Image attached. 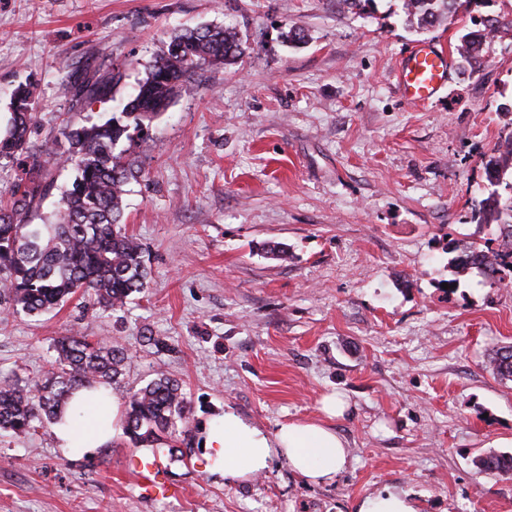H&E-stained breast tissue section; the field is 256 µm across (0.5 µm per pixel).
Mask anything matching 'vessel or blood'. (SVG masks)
<instances>
[{"instance_id":"1","label":"vessel or blood","mask_w":512,"mask_h":512,"mask_svg":"<svg viewBox=\"0 0 512 512\" xmlns=\"http://www.w3.org/2000/svg\"><path fill=\"white\" fill-rule=\"evenodd\" d=\"M453 59L442 45L425 43L399 58L397 82L402 98L413 106L431 103L448 82ZM137 483L145 494L164 489V475L156 464L141 465Z\"/></svg>"}]
</instances>
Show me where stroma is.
Instances as JSON below:
<instances>
[{"label": "stroma", "instance_id": "obj_1", "mask_svg": "<svg viewBox=\"0 0 512 512\" xmlns=\"http://www.w3.org/2000/svg\"><path fill=\"white\" fill-rule=\"evenodd\" d=\"M403 3L0 0V130L30 82L36 152L67 122L121 112L174 32L228 26L244 47L117 146L135 172L124 217L145 292L29 316L0 291V378L40 379L54 340L77 332L127 349L120 401L159 372L182 381L194 442L153 454L176 495L142 493L146 455L128 438L68 457L47 424L0 434V512H353L385 488L414 493L423 512H512V473L474 464L512 445V382L484 367L512 342V286L449 264L450 248L497 241L498 224L471 212L512 193L484 170L512 132V38L487 40L481 64L453 68L428 105L406 104L394 78L412 47L456 49L472 20L511 18L512 0H459L452 23L428 30ZM294 27L303 44L288 43ZM100 61L123 74L113 100L71 111L64 79ZM273 242L286 259L267 254ZM330 393L351 404L333 422L350 462L331 482L281 458L233 483L210 472L199 438L211 416L230 408L270 432L320 417Z\"/></svg>", "mask_w": 512, "mask_h": 512}]
</instances>
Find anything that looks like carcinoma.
I'll return each instance as SVG.
<instances>
[{"instance_id": "carcinoma-1", "label": "carcinoma", "mask_w": 512, "mask_h": 512, "mask_svg": "<svg viewBox=\"0 0 512 512\" xmlns=\"http://www.w3.org/2000/svg\"><path fill=\"white\" fill-rule=\"evenodd\" d=\"M458 0H405L408 16L418 27L429 29L457 13ZM484 29L460 35L459 65L473 68L482 59L487 35L512 31V21L487 18ZM242 54V38L234 30L216 26L182 29L146 68L136 93L120 115L105 121L89 119L70 123L57 139L36 156L29 138L37 121L35 101L27 85L15 90L10 103L8 130L0 136V159L33 158L27 178L10 190L0 205V288L13 306L30 315H40L62 305L76 294H89L105 308L120 307L126 298L146 288L148 270L137 238L126 231L123 211L124 186L133 175L131 165L116 152L130 126L141 127L153 119L178 95L186 78L205 67L224 66ZM122 74L109 69L101 75H70L64 91L78 110L93 102L113 99ZM59 157L75 176L62 197L54 224H31L28 217L48 191L52 168ZM495 178L512 171L501 148L493 150L485 163ZM505 215L508 230L496 250L469 246L451 259L458 270L477 269L493 284L512 280V196L493 195L481 201L474 219L486 224L493 216ZM55 359L41 379L24 382L18 377L0 381V431L25 433L34 423L57 420L80 389L112 385L126 367L127 351L103 340L80 334L58 338ZM486 367L501 381H512V343L497 347ZM192 411L182 384L159 374L134 390L125 409V435L135 448H152L167 442L189 444ZM485 473L511 472L512 454L488 453L475 460Z\"/></svg>"}]
</instances>
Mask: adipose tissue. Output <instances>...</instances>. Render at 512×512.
Listing matches in <instances>:
<instances>
[{"label": "adipose tissue", "instance_id": "ef3b65f1", "mask_svg": "<svg viewBox=\"0 0 512 512\" xmlns=\"http://www.w3.org/2000/svg\"><path fill=\"white\" fill-rule=\"evenodd\" d=\"M53 429L65 455L77 456L122 435L124 413L116 397L81 391ZM202 433L210 471L231 481L260 474L283 458L293 471L320 484L332 481L349 460L346 441L322 422L289 420L268 432L228 409L212 417Z\"/></svg>", "mask_w": 512, "mask_h": 512}]
</instances>
